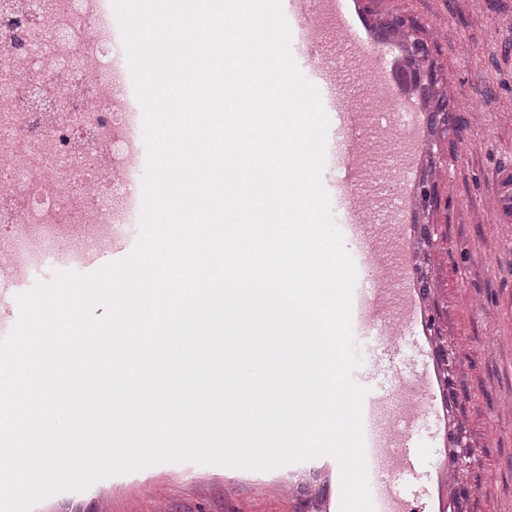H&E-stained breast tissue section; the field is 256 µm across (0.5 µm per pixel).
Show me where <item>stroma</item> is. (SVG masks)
Here are the masks:
<instances>
[{
  "mask_svg": "<svg viewBox=\"0 0 512 512\" xmlns=\"http://www.w3.org/2000/svg\"><path fill=\"white\" fill-rule=\"evenodd\" d=\"M345 9L351 31L318 24L315 45L292 57L304 74L319 60L332 69L343 104L362 123L364 139L352 150L362 171L358 202L390 262L383 278L393 307L409 298L398 292L401 239L392 222L432 230L409 249L414 276L430 282L415 320L400 322L403 339L389 355L361 350L360 367L393 394L422 375L436 400L454 389L469 512H512V214L503 208L512 193V0H347ZM396 16L422 31L448 95L447 124L429 126L421 103L415 114L377 118L391 99L383 85L399 51L379 42L373 26ZM417 120L427 127L411 153ZM407 179L432 180L436 206L422 210L414 198L397 206ZM411 434L423 477L404 484L402 497L419 512H451L442 422L428 418ZM337 488V468L327 461L284 471L204 465L188 472L171 463L78 496L55 494L33 512H331Z\"/></svg>",
  "mask_w": 512,
  "mask_h": 512,
  "instance_id": "stroma-1",
  "label": "stroma"
}]
</instances>
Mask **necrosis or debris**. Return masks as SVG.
<instances>
[{"label":"necrosis or debris","instance_id":"obj_1","mask_svg":"<svg viewBox=\"0 0 512 512\" xmlns=\"http://www.w3.org/2000/svg\"><path fill=\"white\" fill-rule=\"evenodd\" d=\"M110 0H0V252L32 275L78 268L77 245L107 250L134 232L133 187L147 163L136 97Z\"/></svg>","mask_w":512,"mask_h":512}]
</instances>
